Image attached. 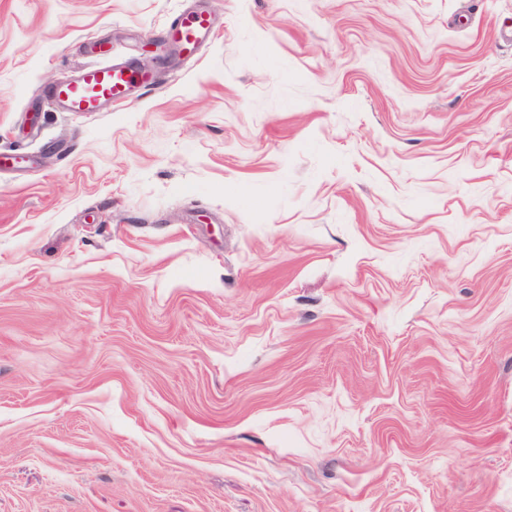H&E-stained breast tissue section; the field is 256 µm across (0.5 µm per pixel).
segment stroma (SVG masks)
Segmentation results:
<instances>
[{"mask_svg":"<svg viewBox=\"0 0 512 512\" xmlns=\"http://www.w3.org/2000/svg\"><path fill=\"white\" fill-rule=\"evenodd\" d=\"M505 32L512 0H0V512H512ZM150 40L123 107L43 105ZM213 28L214 20L208 11L185 12L172 28V40L182 48L186 56L192 58L208 44Z\"/></svg>","mask_w":512,"mask_h":512,"instance_id":"obj_1","label":"stroma"}]
</instances>
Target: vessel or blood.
<instances>
[{
    "label": "vessel or blood",
    "instance_id": "obj_1",
    "mask_svg": "<svg viewBox=\"0 0 512 512\" xmlns=\"http://www.w3.org/2000/svg\"><path fill=\"white\" fill-rule=\"evenodd\" d=\"M213 28L208 11L185 12L172 30V39L191 57L208 44ZM150 79V74L130 65L90 62L72 81L53 86L49 96L64 112H99L106 106H121L135 88Z\"/></svg>",
    "mask_w": 512,
    "mask_h": 512
}]
</instances>
